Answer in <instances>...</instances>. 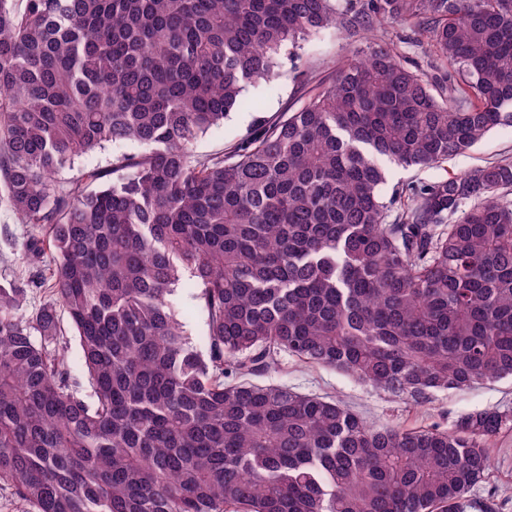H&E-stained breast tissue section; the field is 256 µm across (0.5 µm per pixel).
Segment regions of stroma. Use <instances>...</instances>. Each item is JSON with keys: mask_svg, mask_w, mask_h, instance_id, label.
Here are the masks:
<instances>
[{"mask_svg": "<svg viewBox=\"0 0 512 512\" xmlns=\"http://www.w3.org/2000/svg\"><path fill=\"white\" fill-rule=\"evenodd\" d=\"M354 39L328 28L309 37L303 57L315 75L325 76L332 67L352 54ZM303 83L285 81L277 85L248 87L250 107L231 113L223 127L212 130L196 144V152L207 156L222 152L228 142L245 134L257 121L271 119L293 107L305 93ZM503 157H512V125L492 130L471 151L456 156L433 169L390 167L391 182H430ZM31 231L6 205L0 204V280L22 275L16 243ZM265 382L285 384L294 391L336 397L370 425L388 424L419 428L432 424L451 426L462 414L498 409L512 414V380L486 382L464 391L437 392L427 403L414 404L372 390L346 374L311 368L289 356H282L279 370L264 377ZM481 502L493 503V512H512V429L502 431L491 446L490 467L484 483L472 493Z\"/></svg>", "mask_w": 512, "mask_h": 512, "instance_id": "35a3bbf8", "label": "stroma"}]
</instances>
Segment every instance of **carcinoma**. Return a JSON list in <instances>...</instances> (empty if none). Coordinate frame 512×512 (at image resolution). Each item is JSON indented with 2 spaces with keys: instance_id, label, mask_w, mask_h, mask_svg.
<instances>
[{
  "instance_id": "cac0c4a2",
  "label": "carcinoma",
  "mask_w": 512,
  "mask_h": 512,
  "mask_svg": "<svg viewBox=\"0 0 512 512\" xmlns=\"http://www.w3.org/2000/svg\"><path fill=\"white\" fill-rule=\"evenodd\" d=\"M23 2L0 0V202L37 233L0 281V484L30 512L472 507L511 414L375 428L254 378L287 354L423 404L512 377V158L392 186L380 163L512 124V0ZM328 27L366 42L316 81L283 50ZM289 78L298 107L196 154ZM109 145L145 151L60 177ZM194 294L193 288H178L173 296V303L176 317L182 323L187 336L199 346L206 326Z\"/></svg>"
}]
</instances>
